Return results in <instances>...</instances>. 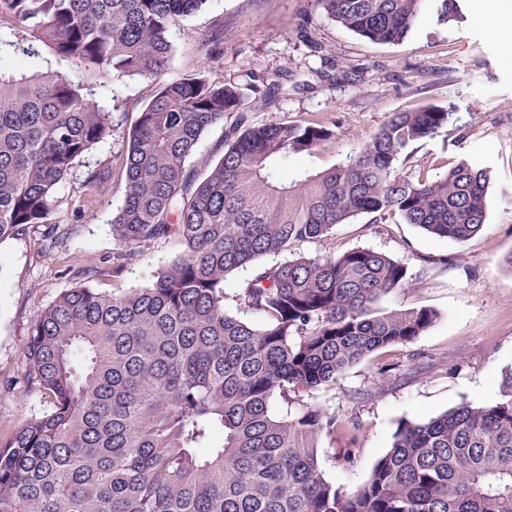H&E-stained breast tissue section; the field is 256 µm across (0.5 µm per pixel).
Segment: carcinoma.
<instances>
[{
  "label": "carcinoma",
  "instance_id": "cac0c4a2",
  "mask_svg": "<svg viewBox=\"0 0 512 512\" xmlns=\"http://www.w3.org/2000/svg\"><path fill=\"white\" fill-rule=\"evenodd\" d=\"M428 1L438 22L459 18L457 0L319 4L346 30L393 44ZM206 3L0 0V23L13 30L0 34V243L40 226L48 247L61 243L57 188L122 121L92 98L91 79L161 76L172 24ZM280 89L203 70L162 83L139 113L112 236L128 259L170 238L183 253L144 288L115 296L77 286L37 314L25 384L50 409L0 440V512H512V372L492 404L401 421L352 492L324 477L318 450L361 423L319 404L272 411L438 319L427 307H378L406 284L407 268L389 254L294 247L360 214L463 243L485 224L489 184L467 161L430 179L401 169L410 148L448 124L450 112L433 104L391 113L340 163L308 167L332 127L245 124L250 95L268 101ZM231 117L221 157L192 168L202 135ZM285 158L300 163L292 176L279 171ZM108 178L106 167L89 169L83 184ZM247 266L237 298L258 324L225 308L228 275Z\"/></svg>",
  "mask_w": 512,
  "mask_h": 512
}]
</instances>
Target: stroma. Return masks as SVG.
Here are the masks:
<instances>
[{
	"instance_id": "35a3bbf8",
	"label": "stroma",
	"mask_w": 512,
	"mask_h": 512,
	"mask_svg": "<svg viewBox=\"0 0 512 512\" xmlns=\"http://www.w3.org/2000/svg\"><path fill=\"white\" fill-rule=\"evenodd\" d=\"M459 21L438 23L425 9L403 41L373 43L329 19L316 0H208L171 31L172 55L164 79L199 69L242 83L284 89L255 120H317L336 132L311 166L328 168L372 140L394 112L426 104L448 109L438 133L418 143L406 171L435 174L468 161L487 171L486 221L464 243L436 240L398 217L362 214L298 252L326 256L362 246L383 251L407 268V283L380 302L386 309L428 307L437 321L412 343L373 353L343 372L317 403L363 425L357 443L340 435L323 441L318 462L325 477L346 489L362 484L389 448L401 420H421L469 402L496 401L512 368V47L477 22L472 0H457ZM162 79L95 78L91 92L124 124L98 144L60 186L55 219L74 227L49 250L41 229L0 242V440L49 400L23 391L25 350L36 314L63 291L84 284L123 294L151 283L182 251L167 240L141 248L129 260L112 237V219L124 202L122 162L128 129L156 94ZM107 167L108 183L87 193V169ZM354 445L356 467L343 468L338 451Z\"/></svg>"
}]
</instances>
